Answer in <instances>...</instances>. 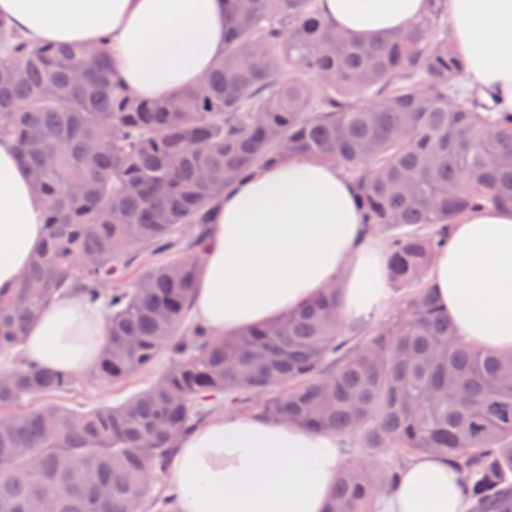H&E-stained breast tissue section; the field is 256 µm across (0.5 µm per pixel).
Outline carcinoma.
<instances>
[{"label": "carcinoma", "mask_w": 512, "mask_h": 512, "mask_svg": "<svg viewBox=\"0 0 512 512\" xmlns=\"http://www.w3.org/2000/svg\"><path fill=\"white\" fill-rule=\"evenodd\" d=\"M224 58L201 86L142 99L108 47H32L0 23V138L28 163L47 235L16 288L0 290V512H149L179 437L215 408H249L357 440L326 512H373L406 459L448 458L471 512H512V355L471 345L426 283L465 211L512 203V114L457 89L461 59L442 0L419 24L360 40L314 0H227ZM320 84L314 94L310 81ZM286 155L336 162L363 221L388 239L401 307L354 329L336 289L233 336L187 323L210 203ZM130 284L126 270L145 255ZM74 290L109 323L95 378L171 364L117 405L74 413L24 400L72 379L20 344Z\"/></svg>", "instance_id": "cac0c4a2"}]
</instances>
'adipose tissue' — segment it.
Listing matches in <instances>:
<instances>
[{
    "instance_id": "adipose-tissue-1",
    "label": "adipose tissue",
    "mask_w": 512,
    "mask_h": 512,
    "mask_svg": "<svg viewBox=\"0 0 512 512\" xmlns=\"http://www.w3.org/2000/svg\"><path fill=\"white\" fill-rule=\"evenodd\" d=\"M350 36L402 29L429 0H315ZM445 19L467 84L512 112V0H445ZM0 20L32 45L108 39L115 76L141 98L197 87L224 54L225 0H0ZM32 178L12 141L0 140V288L14 286L43 244ZM205 261L192 301L215 334L294 313L335 287L343 321L365 323L391 301L388 253L362 222L356 190L334 164L285 157L257 168L211 205ZM458 334L512 352V208L466 211L427 277ZM107 336L100 307L57 296L29 328L27 361L65 377L90 370ZM344 461L340 437L259 414L227 411L177 444L171 481L179 512H325ZM376 512H468L447 459L404 466Z\"/></svg>"
}]
</instances>
